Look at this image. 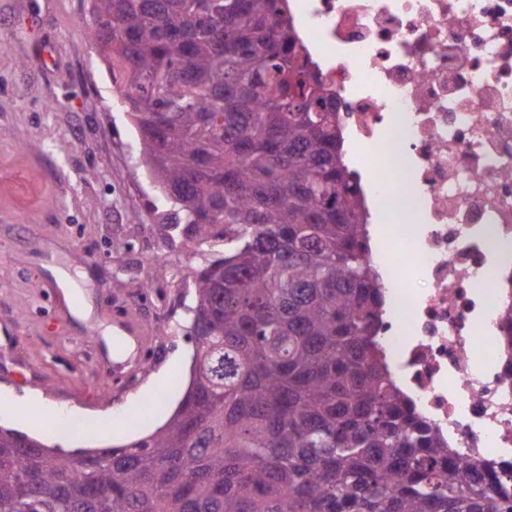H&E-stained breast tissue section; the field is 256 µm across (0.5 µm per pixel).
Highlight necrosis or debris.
<instances>
[{
    "instance_id": "1",
    "label": "necrosis or debris",
    "mask_w": 512,
    "mask_h": 512,
    "mask_svg": "<svg viewBox=\"0 0 512 512\" xmlns=\"http://www.w3.org/2000/svg\"><path fill=\"white\" fill-rule=\"evenodd\" d=\"M336 97L366 223L407 197L368 258L385 306L377 340L416 411L453 452L512 474V0H287Z\"/></svg>"
}]
</instances>
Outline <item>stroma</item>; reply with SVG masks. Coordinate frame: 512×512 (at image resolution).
<instances>
[{
    "label": "stroma",
    "mask_w": 512,
    "mask_h": 512,
    "mask_svg": "<svg viewBox=\"0 0 512 512\" xmlns=\"http://www.w3.org/2000/svg\"><path fill=\"white\" fill-rule=\"evenodd\" d=\"M86 0H0V177L35 182L24 203L0 191V393H40L48 432L84 412L70 449L120 446L162 425L190 383L194 342L185 305L209 253L167 226L168 204L139 158L107 65L86 37ZM67 269L92 306L89 321L57 315L41 292ZM133 314L163 354L136 387L95 386L93 344ZM170 322L161 334L160 318Z\"/></svg>",
    "instance_id": "stroma-1"
}]
</instances>
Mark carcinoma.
<instances>
[{
  "label": "carcinoma",
  "mask_w": 512,
  "mask_h": 512,
  "mask_svg": "<svg viewBox=\"0 0 512 512\" xmlns=\"http://www.w3.org/2000/svg\"><path fill=\"white\" fill-rule=\"evenodd\" d=\"M141 157L196 248L199 363L152 434L81 462L0 426V512H512L375 340L336 103L280 0H90Z\"/></svg>",
  "instance_id": "cac0c4a2"
}]
</instances>
